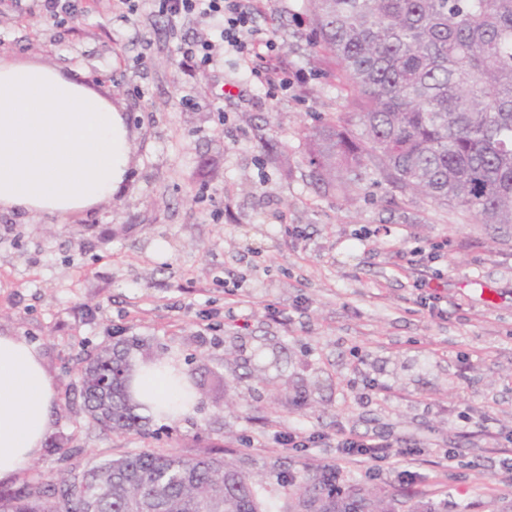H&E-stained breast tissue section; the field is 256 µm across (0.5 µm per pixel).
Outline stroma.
Wrapping results in <instances>:
<instances>
[{"label": "stroma", "mask_w": 512, "mask_h": 512, "mask_svg": "<svg viewBox=\"0 0 512 512\" xmlns=\"http://www.w3.org/2000/svg\"><path fill=\"white\" fill-rule=\"evenodd\" d=\"M0 59L45 62L122 112L127 181L66 222L0 212V332L33 344L55 382L54 430L12 481L59 480L129 451L217 457L284 512L309 468L404 496L498 512L512 500V236L365 177L316 183L306 135L350 90L306 41L304 0H264L294 85L269 102L235 56L189 76L150 0H86L58 25L0 0ZM173 359L194 410L119 435L83 411L80 357ZM389 440L374 463L337 430ZM320 434L286 448L279 432Z\"/></svg>", "instance_id": "stroma-1"}]
</instances>
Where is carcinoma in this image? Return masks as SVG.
Instances as JSON below:
<instances>
[{
  "label": "carcinoma",
  "mask_w": 512,
  "mask_h": 512,
  "mask_svg": "<svg viewBox=\"0 0 512 512\" xmlns=\"http://www.w3.org/2000/svg\"><path fill=\"white\" fill-rule=\"evenodd\" d=\"M313 44L352 86L350 108L307 136L312 177L336 190L373 174L399 193L512 228V0H305ZM83 405L105 429L145 430L129 350L83 359ZM113 378L103 389L98 383ZM321 467L288 512H399L365 485L334 492ZM268 512L262 488L234 465L173 452H127L58 483L0 492V512ZM407 512H448L410 499Z\"/></svg>",
  "instance_id": "obj_1"
}]
</instances>
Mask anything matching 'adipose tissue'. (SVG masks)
Here are the masks:
<instances>
[{
    "label": "adipose tissue",
    "mask_w": 512,
    "mask_h": 512,
    "mask_svg": "<svg viewBox=\"0 0 512 512\" xmlns=\"http://www.w3.org/2000/svg\"><path fill=\"white\" fill-rule=\"evenodd\" d=\"M129 131L110 102L57 68L0 61V211L67 218L118 192ZM172 365L142 379L153 404L187 414ZM54 381L25 339L0 334V482L40 455L52 430Z\"/></svg>",
    "instance_id": "1"
}]
</instances>
